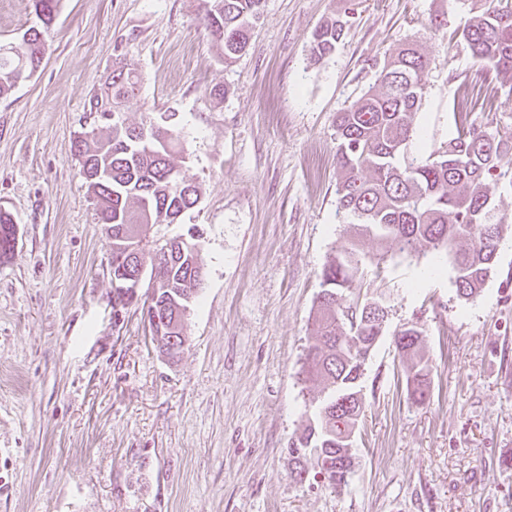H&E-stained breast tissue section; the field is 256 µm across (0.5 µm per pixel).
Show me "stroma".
Wrapping results in <instances>:
<instances>
[{
	"instance_id": "1",
	"label": "stroma",
	"mask_w": 512,
	"mask_h": 512,
	"mask_svg": "<svg viewBox=\"0 0 512 512\" xmlns=\"http://www.w3.org/2000/svg\"><path fill=\"white\" fill-rule=\"evenodd\" d=\"M200 3L60 0L37 72L0 96V209L17 227L0 263V512H512V230L468 302L447 263L412 287L437 255L393 249L378 264L359 243L352 295H386L389 315L362 379L354 473L338 491L298 484L288 458L320 397L305 371L320 272L349 240L336 115L413 41L430 60L417 150L473 122L512 134V80L477 81L457 35L486 0H263L229 65ZM336 16L344 37L311 61L313 32ZM38 24L32 0H0V41ZM117 65L140 78L127 122L174 114L200 191L170 228L196 229L204 271L174 361L141 302L112 311L110 243L72 151ZM417 320L422 404L393 346Z\"/></svg>"
}]
</instances>
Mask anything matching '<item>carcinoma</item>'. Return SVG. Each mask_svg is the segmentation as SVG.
I'll use <instances>...</instances> for the list:
<instances>
[{"label": "carcinoma", "mask_w": 512, "mask_h": 512, "mask_svg": "<svg viewBox=\"0 0 512 512\" xmlns=\"http://www.w3.org/2000/svg\"><path fill=\"white\" fill-rule=\"evenodd\" d=\"M59 0H33L42 28L27 29L20 43H0V95L16 87L14 67L24 62L33 74L46 48L44 30L52 24ZM263 0H203V21L213 45L229 65L247 49L253 24L260 18ZM347 21L336 18L321 25L310 46L311 59L330 56L342 40ZM461 36L484 78L512 80V6L490 5L464 23ZM428 58L415 43H404L386 57L377 86L367 90L336 117V209L351 229L349 245L330 254L322 270L321 291L313 316V333L305 363L310 377L321 386V399L309 424L288 448L291 477L306 481L308 458L336 489L348 484L354 464L353 449L341 447L363 413L362 379L366 361L383 336L386 316L364 315L376 302L350 296L360 270L358 242H377L385 261L386 246L401 253L420 249L445 252L454 273L457 296L474 297L490 277L509 218L492 199V189L508 176L502 157L512 151V136L482 126L456 129L446 145L427 157L412 151L413 120L425 93L423 76ZM140 80L118 67L101 94L89 101L90 128L74 142L79 174L96 207L104 234H112V277L128 271L125 259L141 254L157 261L158 298L152 304L158 321L146 311L159 351L173 360L187 342V328L163 321L166 312L182 302L187 291H198L203 279L199 245L194 235L183 249L160 251L143 242L141 228H152L151 238L166 236L179 214L194 209L200 194L182 175L174 158L179 134L171 126L131 125L123 107L136 96ZM164 144L148 153L142 135ZM184 189H172L174 178ZM13 216L0 210V256L14 252ZM425 327L412 326L394 340L395 352L407 364L408 397L422 404L430 393L429 359L424 349Z\"/></svg>", "instance_id": "cac0c4a2"}]
</instances>
